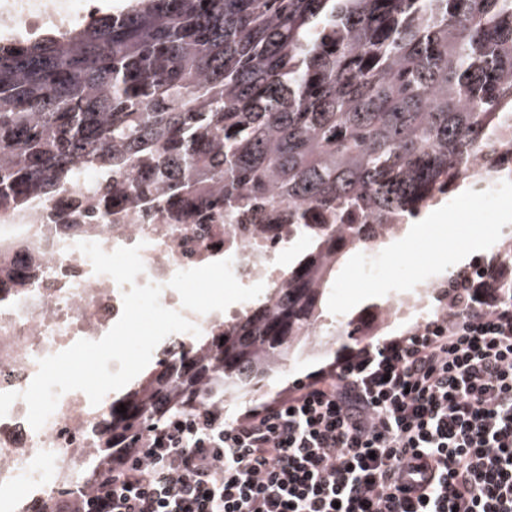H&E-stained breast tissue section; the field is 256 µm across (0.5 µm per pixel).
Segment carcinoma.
<instances>
[{"label": "carcinoma", "mask_w": 512, "mask_h": 512, "mask_svg": "<svg viewBox=\"0 0 512 512\" xmlns=\"http://www.w3.org/2000/svg\"><path fill=\"white\" fill-rule=\"evenodd\" d=\"M511 129L512 0H132L0 42V218L88 173L89 198L120 219L128 205L169 224L277 214L307 245L283 287L112 397L87 490L167 413L300 360L326 331L339 258L387 243ZM389 313L329 334L370 340Z\"/></svg>", "instance_id": "cac0c4a2"}]
</instances>
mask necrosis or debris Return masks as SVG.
Segmentation results:
<instances>
[{
    "instance_id": "4bbe7bcc",
    "label": "necrosis or debris",
    "mask_w": 512,
    "mask_h": 512,
    "mask_svg": "<svg viewBox=\"0 0 512 512\" xmlns=\"http://www.w3.org/2000/svg\"><path fill=\"white\" fill-rule=\"evenodd\" d=\"M82 0H0V28L35 30L66 26L80 16ZM85 190L77 181L65 192L0 225V250L12 266L32 268L29 286L0 289V392H21L38 371L41 358L77 340H98L118 321L123 289L110 276L93 271L77 242H97L104 251L141 245L145 271L137 284L162 285L161 303L177 310L178 293L168 283L176 272L231 259L240 284L282 287L280 255L288 229L266 224H167L162 218L113 223L98 208H88L81 232L51 224L55 207ZM108 401L91 405L80 391L62 395L41 429L27 422V405L16 400L0 417V512H37L43 499L78 488L95 452L92 430Z\"/></svg>"
}]
</instances>
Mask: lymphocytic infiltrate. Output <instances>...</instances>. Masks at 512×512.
<instances>
[{
	"label": "lymphocytic infiltrate",
	"instance_id": "lymphocytic-infiltrate-1",
	"mask_svg": "<svg viewBox=\"0 0 512 512\" xmlns=\"http://www.w3.org/2000/svg\"><path fill=\"white\" fill-rule=\"evenodd\" d=\"M506 273L461 270L446 315L243 417L203 405L148 427L56 512H512Z\"/></svg>",
	"mask_w": 512,
	"mask_h": 512
}]
</instances>
